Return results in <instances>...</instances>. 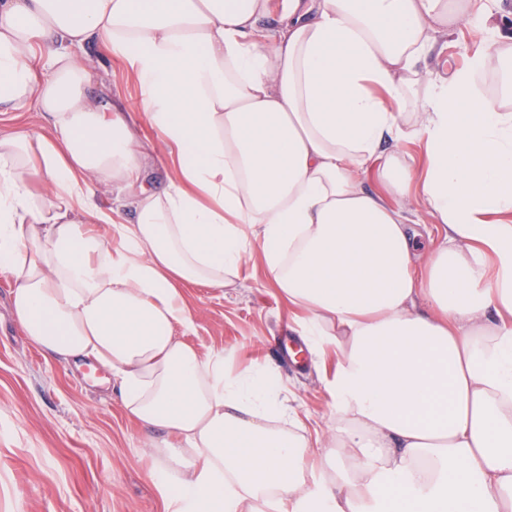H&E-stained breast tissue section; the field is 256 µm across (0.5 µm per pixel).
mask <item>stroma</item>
I'll use <instances>...</instances> for the list:
<instances>
[{
	"label": "stroma",
	"instance_id": "stroma-1",
	"mask_svg": "<svg viewBox=\"0 0 512 512\" xmlns=\"http://www.w3.org/2000/svg\"><path fill=\"white\" fill-rule=\"evenodd\" d=\"M83 53L105 65L90 88L104 111L119 104L139 111L141 89L127 62L96 44ZM11 286L0 274V512H170L144 447L148 431L110 395V371L45 359L11 312ZM186 293L196 325L190 342L205 354L223 352L235 373L270 365L282 397L307 412L308 435L323 456L331 407L321 368L334 366L336 353L299 362L286 355L298 336L297 311L260 261H248L235 287Z\"/></svg>",
	"mask_w": 512,
	"mask_h": 512
}]
</instances>
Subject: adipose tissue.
Masks as SVG:
<instances>
[{
  "label": "adipose tissue",
  "instance_id": "obj_1",
  "mask_svg": "<svg viewBox=\"0 0 512 512\" xmlns=\"http://www.w3.org/2000/svg\"><path fill=\"white\" fill-rule=\"evenodd\" d=\"M472 21L493 49L441 62ZM90 41L141 116L87 94ZM30 109L42 130L0 128L13 313L47 358L109 369L173 512H512V0H0V113ZM254 254L338 354L335 475L307 469L271 369L187 340L186 287H232Z\"/></svg>",
  "mask_w": 512,
  "mask_h": 512
}]
</instances>
